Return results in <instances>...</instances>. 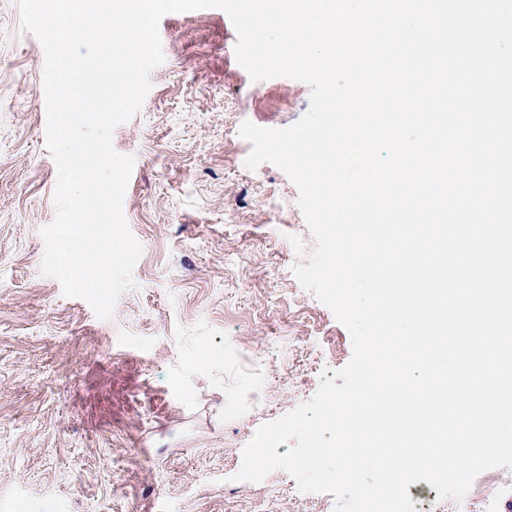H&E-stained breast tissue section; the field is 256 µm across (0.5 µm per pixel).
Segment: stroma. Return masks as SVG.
Masks as SVG:
<instances>
[{
  "label": "stroma",
  "mask_w": 512,
  "mask_h": 512,
  "mask_svg": "<svg viewBox=\"0 0 512 512\" xmlns=\"http://www.w3.org/2000/svg\"><path fill=\"white\" fill-rule=\"evenodd\" d=\"M164 61L112 135L142 246L109 319L42 272L55 218L44 49L0 0V512H334L287 471L231 484L258 427L308 402L352 339L294 275L315 241L288 175L248 169L243 122L286 128L310 87L251 81L218 8L159 22ZM512 500V468L470 496Z\"/></svg>",
  "instance_id": "1"
}]
</instances>
